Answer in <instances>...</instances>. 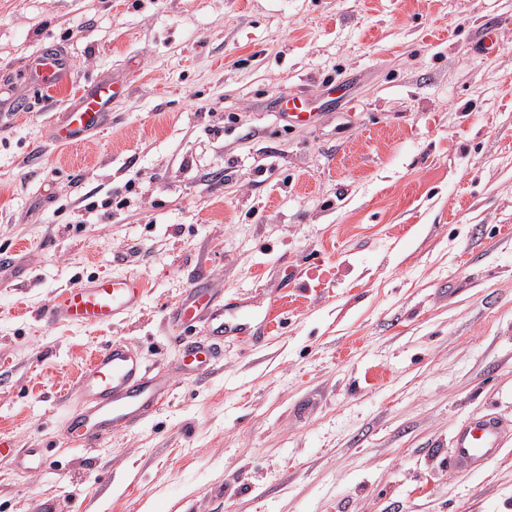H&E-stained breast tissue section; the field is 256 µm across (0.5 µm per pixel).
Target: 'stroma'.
I'll use <instances>...</instances> for the list:
<instances>
[{"label": "stroma", "instance_id": "35a3bbf8", "mask_svg": "<svg viewBox=\"0 0 512 512\" xmlns=\"http://www.w3.org/2000/svg\"><path fill=\"white\" fill-rule=\"evenodd\" d=\"M45 43L71 85L0 111V433L47 464L0 461V512H512V436L450 463L457 424L512 426V0H0V70ZM101 76L111 125L57 143ZM126 269L144 297L111 327L39 321ZM201 276L272 322L194 382L168 311ZM110 341L172 395L70 448L57 394ZM311 103L306 98L292 97L288 94L281 97L278 103L279 115L288 122L304 124L310 122L318 112H311Z\"/></svg>", "mask_w": 512, "mask_h": 512}]
</instances>
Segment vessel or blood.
Here are the masks:
<instances>
[{
	"instance_id": "vessel-or-blood-1",
	"label": "vessel or blood",
	"mask_w": 512,
	"mask_h": 512,
	"mask_svg": "<svg viewBox=\"0 0 512 512\" xmlns=\"http://www.w3.org/2000/svg\"><path fill=\"white\" fill-rule=\"evenodd\" d=\"M72 73L71 58L58 45L42 47L15 70L0 75V92L9 94V109L27 112L34 93L49 91L66 83ZM29 88V95L13 92L15 84ZM125 86L104 77L84 85L69 112L52 128L53 138L64 144L80 142L92 129L110 125L113 95ZM278 108L283 119L294 124L310 122L314 114L308 99L281 97ZM143 298L139 277L133 273H101L65 289L40 313L48 326L66 323L79 327L105 328L135 309ZM170 320L183 329L204 322L210 343L193 340L183 344V371L202 377L219 358L225 342L242 336H256L268 322L247 304L225 301L207 278H198L193 287L172 307ZM170 380L148 367L131 345L114 341L91 356L76 381L58 394L66 406L65 422L69 443L74 448L94 446L103 436L131 429L156 412L171 396ZM505 426L489 413L457 427L451 437L455 470L470 474L479 471L502 449ZM0 459L28 472L44 465L40 449L17 447L12 436L0 435Z\"/></svg>"
}]
</instances>
